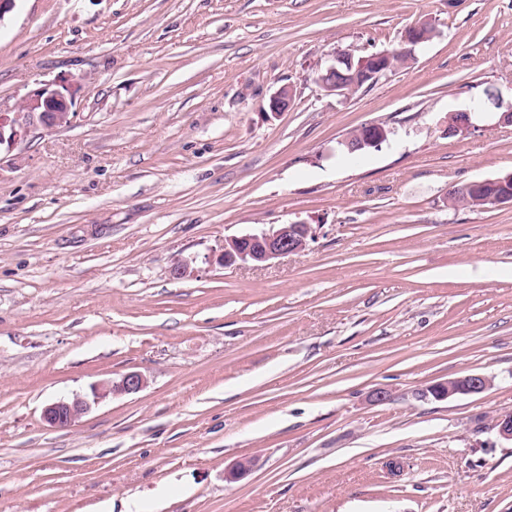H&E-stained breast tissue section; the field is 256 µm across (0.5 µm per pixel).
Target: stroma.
Here are the masks:
<instances>
[{
    "label": "stroma",
    "instance_id": "35a3bbf8",
    "mask_svg": "<svg viewBox=\"0 0 512 512\" xmlns=\"http://www.w3.org/2000/svg\"><path fill=\"white\" fill-rule=\"evenodd\" d=\"M421 20L406 67L317 85ZM65 78L71 124L0 150V512H512V206L448 202L512 173V123L478 111L512 103V0H16L0 110ZM369 124L387 141L344 152ZM292 223L305 252L215 263ZM468 373L494 384L417 396ZM354 56L346 51H336L333 55L332 63L322 71L316 81L318 85L328 94L336 96L350 95V87L342 78H337L336 74H340L339 67L343 64L352 66ZM147 381L145 377L137 372L124 374L119 381H110L107 384L97 385L93 390L95 400L114 394H132L143 390ZM90 402L81 397L70 401L59 400L47 405L43 411V418L50 426L65 429L70 426L88 409Z\"/></svg>",
    "mask_w": 512,
    "mask_h": 512
}]
</instances>
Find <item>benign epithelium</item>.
<instances>
[{
    "instance_id": "benign-epithelium-1",
    "label": "benign epithelium",
    "mask_w": 512,
    "mask_h": 512,
    "mask_svg": "<svg viewBox=\"0 0 512 512\" xmlns=\"http://www.w3.org/2000/svg\"><path fill=\"white\" fill-rule=\"evenodd\" d=\"M394 55L391 51L374 53L370 58L360 59L364 65L368 60L376 63L370 73L372 79H378L395 71L392 64ZM354 56L346 51H337L332 63L317 77L318 85L328 94L347 96L350 87L342 78L336 77L343 64L353 65ZM78 87L70 82H61L59 87L49 85L33 90L20 105L13 116L0 113V146H13L27 139L34 125L45 129L67 126L71 123L72 100ZM293 102V91L288 86L279 87L271 94L269 109L273 113L285 112ZM315 238V230L310 224H277L269 229L234 236L224 240V248L217 257V262L224 268L248 264H262L279 256L304 251L309 242ZM147 381L137 372L124 374L120 380L97 385L93 390L94 399L114 394H132L143 390ZM492 386V378L482 373H468L427 386L420 397L445 400L456 395L481 394ZM90 402L81 397L70 401L59 400L47 405L43 418L50 426L65 429L88 409ZM495 428L500 438L512 442V412H504L495 417Z\"/></svg>"
}]
</instances>
